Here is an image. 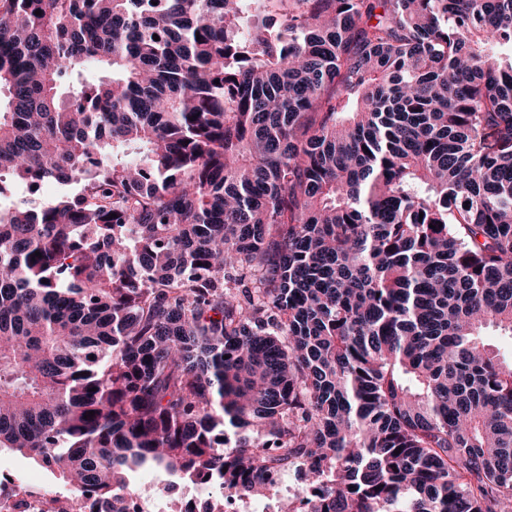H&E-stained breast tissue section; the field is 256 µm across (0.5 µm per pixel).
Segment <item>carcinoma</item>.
Listing matches in <instances>:
<instances>
[{
    "instance_id": "1",
    "label": "carcinoma",
    "mask_w": 512,
    "mask_h": 512,
    "mask_svg": "<svg viewBox=\"0 0 512 512\" xmlns=\"http://www.w3.org/2000/svg\"><path fill=\"white\" fill-rule=\"evenodd\" d=\"M5 177L0 449L512 512V0H0Z\"/></svg>"
}]
</instances>
